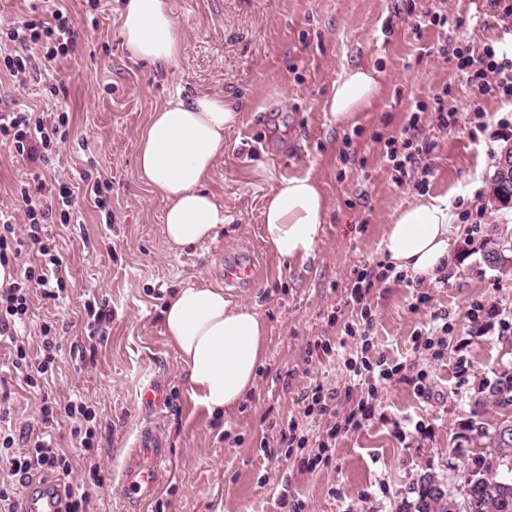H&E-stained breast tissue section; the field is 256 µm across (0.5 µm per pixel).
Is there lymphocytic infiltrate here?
I'll list each match as a JSON object with an SVG mask.
<instances>
[{"mask_svg":"<svg viewBox=\"0 0 512 512\" xmlns=\"http://www.w3.org/2000/svg\"><path fill=\"white\" fill-rule=\"evenodd\" d=\"M76 43L74 19L67 11L46 0L32 18L0 28V46L8 48L7 53H0V71L13 83L24 85L36 67L53 68L60 58L75 51ZM452 59L457 69L467 74L474 97L494 93L512 100V45L487 43L476 55L457 47ZM423 110V105H416L400 136L389 138L384 144L383 157L399 175L405 176L417 169L419 156L430 150L429 144L419 138ZM69 137L67 113L57 112L45 119L28 112L0 113V139L10 142L17 155L29 162L48 163ZM420 172L425 177L430 174L426 168ZM20 197L23 230H16L18 218L14 214L0 213V264L15 267L12 280L0 283V344L11 345L14 349V374L22 378L27 387L42 391L43 396L38 432H13L5 425V414L0 413V448L6 449L8 472L16 477L18 484L25 483L35 472L54 476L70 474V459L55 442V420L61 414L71 418L79 416L88 423L96 417L94 409L82 398L76 397L61 405L44 392L58 348L51 326H42L40 352L36 356L27 354L20 338L26 326L30 288H41L43 296L54 301L65 291L62 261L50 226L56 220L63 224L71 222L76 198L74 187L68 182H57L44 193L25 186L20 190ZM24 252L35 255L37 264L16 265L17 256ZM374 410L372 402L359 401L343 423H334L320 439L318 456L300 459V466L313 469L319 462L327 460L337 435L344 430L359 428L364 420L371 418Z\"/></svg>","mask_w":512,"mask_h":512,"instance_id":"1","label":"lymphocytic infiltrate"}]
</instances>
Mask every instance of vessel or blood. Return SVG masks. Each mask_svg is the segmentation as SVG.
I'll list each match as a JSON object with an SVG mask.
<instances>
[{
	"instance_id": "b4317fda",
	"label": "vessel or blood",
	"mask_w": 512,
	"mask_h": 512,
	"mask_svg": "<svg viewBox=\"0 0 512 512\" xmlns=\"http://www.w3.org/2000/svg\"><path fill=\"white\" fill-rule=\"evenodd\" d=\"M255 280L254 262L236 261L224 266L225 285L250 284ZM165 401V387L161 382L152 381L144 387L141 403L145 410H159ZM163 455L164 450L157 436L152 431H142L135 451L122 471L126 512H146L161 485ZM35 483L37 490L27 494L21 512H60L63 503L60 483L40 477L36 478Z\"/></svg>"
}]
</instances>
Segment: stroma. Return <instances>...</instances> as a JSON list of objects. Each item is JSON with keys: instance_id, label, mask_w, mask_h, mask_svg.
Returning <instances> with one entry per match:
<instances>
[{"instance_id": "1", "label": "stroma", "mask_w": 512, "mask_h": 512, "mask_svg": "<svg viewBox=\"0 0 512 512\" xmlns=\"http://www.w3.org/2000/svg\"><path fill=\"white\" fill-rule=\"evenodd\" d=\"M78 23V47L53 71L36 70L25 87L0 76V109L66 110L72 135L46 172L47 180L78 181L81 173L111 181L107 212L78 198L76 220L53 228L66 270V295L52 301L39 289L29 299L25 346L36 354L41 325L56 330L60 350L52 390L59 402L83 397L99 427L94 458L71 436L74 419L60 417L58 443L72 459L71 483L88 463L104 478L92 488L87 512H124L121 471L143 428L160 435L164 481L148 512H283L281 487L306 512H398L418 477L431 472L450 488L465 461L453 446L466 404L498 359L499 334H512V271L488 268L483 244L491 227L512 224V206L490 197L496 161L489 133L478 128L471 86L438 53L437 28L417 29L424 11L448 19V42L481 52L485 43L512 42V20H501L488 0H171L183 37L175 67L128 60L121 40L119 0H61ZM374 69L381 93L337 126L327 108L336 80L350 67ZM59 94H51V87ZM456 108L459 123L442 129L434 96ZM218 95L239 113L224 134V153L206 183L230 216L222 235L181 251L163 235V201L137 175V147L151 112L175 94ZM428 179L396 180L382 160L416 102ZM34 166L0 143V209L16 208V190ZM308 175L321 186L326 208L315 255L304 263L278 256L263 237L262 212L277 180ZM481 209V223L454 219L452 256L444 281L416 286L388 280L369 296L372 343L403 362L405 377L380 390L374 414L340 434L331 461L315 470L298 457L317 454L319 428H308L305 448L279 445V423L303 421L297 398L323 386L341 393L347 413L365 393L351 389L347 361L359 338L346 323L360 314L346 306L353 273L383 260L386 224L417 196ZM250 256L255 285L224 284L225 260ZM206 282L254 308L267 324L264 364L241 408L224 419L191 399L178 351L164 336L161 312L178 286ZM432 297L418 305L419 292ZM97 302L110 318L89 330L84 305ZM448 314V329L433 350L419 336L431 312ZM332 350L308 357L313 340ZM423 384H415L416 376ZM152 380L165 384V407L147 412L140 394Z\"/></svg>"}]
</instances>
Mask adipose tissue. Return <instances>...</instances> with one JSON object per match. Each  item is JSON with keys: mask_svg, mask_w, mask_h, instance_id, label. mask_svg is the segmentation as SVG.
<instances>
[{"mask_svg": "<svg viewBox=\"0 0 512 512\" xmlns=\"http://www.w3.org/2000/svg\"><path fill=\"white\" fill-rule=\"evenodd\" d=\"M120 22L130 60L176 64L183 40L171 0H122ZM378 93L374 71L350 68L333 86L329 112L337 124H347ZM238 120L236 109L223 98L176 96L152 112L143 128L137 172L164 202L163 232L172 250L218 239L225 223L224 203L205 183L224 152L225 131ZM324 210L325 199L314 179H281L263 209L266 242L281 258L308 260L322 232ZM453 219L446 199L419 197L386 225L382 252L396 270L434 282L448 262ZM162 328L185 366L194 403L216 417L234 412L254 389L264 360L266 324L261 316L226 298L223 289L189 284L167 298Z\"/></svg>", "mask_w": 512, "mask_h": 512, "instance_id": "ef3b65f1", "label": "adipose tissue"}]
</instances>
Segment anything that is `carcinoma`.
Instances as JSON below:
<instances>
[{
    "instance_id": "carcinoma-1",
    "label": "carcinoma",
    "mask_w": 512,
    "mask_h": 512,
    "mask_svg": "<svg viewBox=\"0 0 512 512\" xmlns=\"http://www.w3.org/2000/svg\"><path fill=\"white\" fill-rule=\"evenodd\" d=\"M503 252L484 247L483 262L492 270H512V225L499 228ZM512 407V379L493 372L469 398L467 418L460 430L475 434L458 442L456 451L467 460L460 487L451 491L438 475L426 473L414 484L415 498L399 512H512V420H500ZM495 415L488 416V409Z\"/></svg>"
}]
</instances>
